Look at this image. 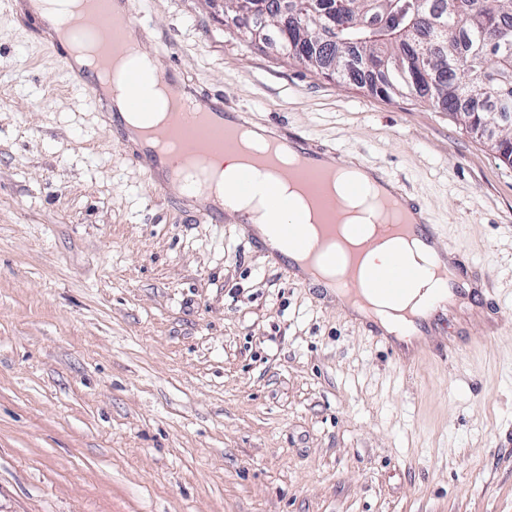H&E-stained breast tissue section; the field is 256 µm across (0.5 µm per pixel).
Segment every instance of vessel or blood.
<instances>
[{
	"label": "vessel or blood",
	"mask_w": 512,
	"mask_h": 512,
	"mask_svg": "<svg viewBox=\"0 0 512 512\" xmlns=\"http://www.w3.org/2000/svg\"><path fill=\"white\" fill-rule=\"evenodd\" d=\"M84 4L85 8L77 16L76 22L99 34L105 51L97 58L96 66L102 69L108 65L113 53L124 50L126 30L142 28L143 23L137 12L136 0H84ZM157 80L167 85L174 98L188 102V109L173 113L168 125L151 127L145 135L134 138L125 129L122 130L121 137L125 141V160L144 171L159 191H166L179 180L172 159L157 150L160 140L178 138L185 143L190 157H207L223 150L235 149L234 134L238 129L246 127L275 146L274 157L264 158V165H273L274 158L278 155L295 159V167L287 171L288 177L296 179L307 190L324 224H336L338 206L335 198L326 193L329 177L340 166V156L336 148L315 144L306 136L277 125H254L247 110L231 107L222 96L196 90L180 75L157 69L127 74L129 92L123 103L124 109L139 111L148 108L151 101L141 94L140 88ZM71 84L76 90L90 94L99 112H114V104L110 103L100 89L97 79L87 78L84 72L73 71ZM366 173V179H358L349 184V193H361L367 181H374L380 204H392L402 215L400 223L387 224V231L396 236L408 235L418 246L442 258L441 264L436 267L437 276L443 283L439 298L408 313L402 322L403 333L412 336L434 335L442 318L441 308L447 305L449 299L466 300L474 305H481L482 291L474 286L476 266L474 263L459 260L445 262L447 250L440 244L437 226L428 211L399 189L396 179L388 173L371 167L367 168ZM196 216L203 224L235 225L249 244L260 248L268 262L278 266L287 265L293 281L303 286L308 285V276L296 261L286 260L282 251L256 235V219L248 210H229L224 206L223 197L211 195L201 197ZM414 276L413 269L400 270L389 265L374 270L369 279L374 291L394 300L405 295L406 285Z\"/></svg>",
	"instance_id": "b4317fda"
}]
</instances>
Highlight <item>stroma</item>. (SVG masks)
Returning <instances> with one entry per match:
<instances>
[{"label":"stroma","instance_id":"35a3bbf8","mask_svg":"<svg viewBox=\"0 0 512 512\" xmlns=\"http://www.w3.org/2000/svg\"><path fill=\"white\" fill-rule=\"evenodd\" d=\"M203 92L389 171L495 307L386 348L232 225L157 195L32 16L0 7V512H512V164L428 103L138 0Z\"/></svg>","mask_w":512,"mask_h":512}]
</instances>
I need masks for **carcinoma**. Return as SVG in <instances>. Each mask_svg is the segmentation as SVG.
Here are the masks:
<instances>
[{"label":"carcinoma","instance_id":"obj_1","mask_svg":"<svg viewBox=\"0 0 512 512\" xmlns=\"http://www.w3.org/2000/svg\"><path fill=\"white\" fill-rule=\"evenodd\" d=\"M294 0L281 53L338 81L357 66L375 92L423 98L475 129L499 127L495 149L512 156V0ZM224 16L253 45L262 14Z\"/></svg>","mask_w":512,"mask_h":512}]
</instances>
